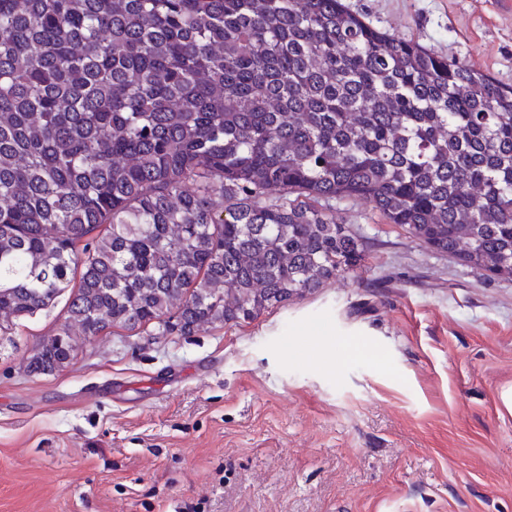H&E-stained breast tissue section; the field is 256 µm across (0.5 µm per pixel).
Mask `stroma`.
I'll list each match as a JSON object with an SVG mask.
<instances>
[{"instance_id":"1","label":"stroma","mask_w":512,"mask_h":512,"mask_svg":"<svg viewBox=\"0 0 512 512\" xmlns=\"http://www.w3.org/2000/svg\"><path fill=\"white\" fill-rule=\"evenodd\" d=\"M512 86L506 0H343ZM360 266L251 322L123 330L73 365L0 342V512H512V281L337 201Z\"/></svg>"}]
</instances>
